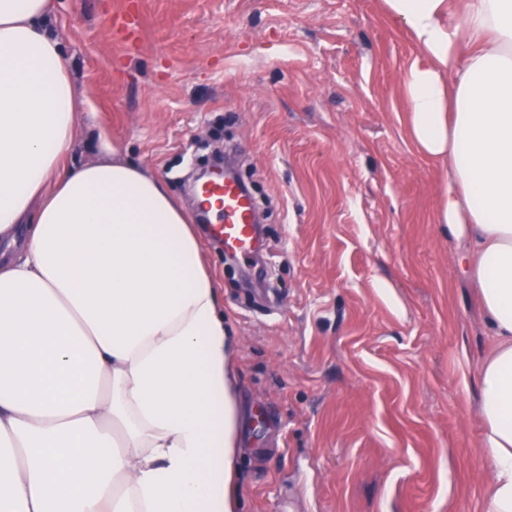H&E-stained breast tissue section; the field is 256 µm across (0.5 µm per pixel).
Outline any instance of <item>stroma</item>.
<instances>
[{"instance_id":"obj_1","label":"stroma","mask_w":512,"mask_h":512,"mask_svg":"<svg viewBox=\"0 0 512 512\" xmlns=\"http://www.w3.org/2000/svg\"><path fill=\"white\" fill-rule=\"evenodd\" d=\"M80 89L70 159L122 156L187 215L202 131L263 203L276 289L201 253L239 346L237 512H483L477 364L493 347L447 173L406 126L417 56L383 0H55Z\"/></svg>"}]
</instances>
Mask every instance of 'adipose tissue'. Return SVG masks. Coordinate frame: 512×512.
<instances>
[{
  "mask_svg": "<svg viewBox=\"0 0 512 512\" xmlns=\"http://www.w3.org/2000/svg\"><path fill=\"white\" fill-rule=\"evenodd\" d=\"M52 0H0V512H232L236 344L165 181L79 166ZM419 56L418 151L493 331L478 372L485 512H512V0H384Z\"/></svg>",
  "mask_w": 512,
  "mask_h": 512,
  "instance_id": "ef3b65f1",
  "label": "adipose tissue"
}]
</instances>
